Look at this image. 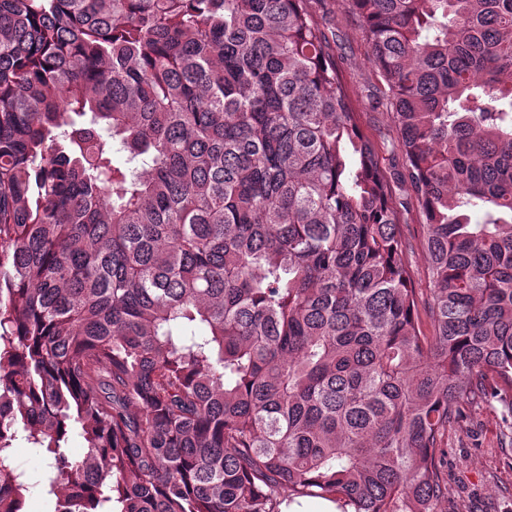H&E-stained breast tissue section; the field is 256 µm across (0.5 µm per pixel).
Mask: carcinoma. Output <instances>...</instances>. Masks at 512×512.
Segmentation results:
<instances>
[{"instance_id":"carcinoma-1","label":"carcinoma","mask_w":512,"mask_h":512,"mask_svg":"<svg viewBox=\"0 0 512 512\" xmlns=\"http://www.w3.org/2000/svg\"><path fill=\"white\" fill-rule=\"evenodd\" d=\"M345 2L431 336L308 0H0V512L20 438L52 512H437L467 408L512 443V0ZM400 220L403 237L406 242L405 260L413 272L415 288H418L419 308L418 317L423 330L430 334L433 330L432 322L427 315L426 302L429 295V279L427 273L426 254L422 247V225L419 220L414 199L408 198V207L403 210Z\"/></svg>"}]
</instances>
